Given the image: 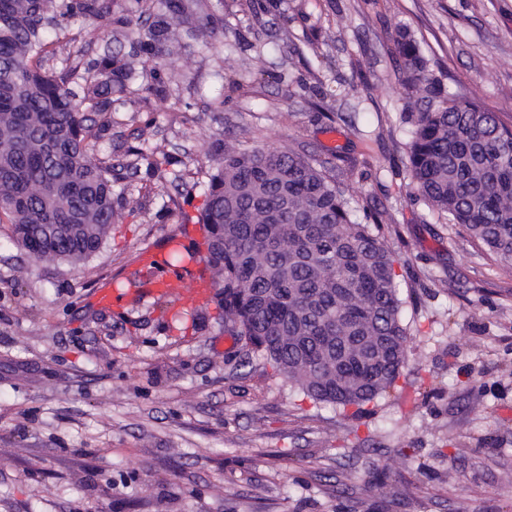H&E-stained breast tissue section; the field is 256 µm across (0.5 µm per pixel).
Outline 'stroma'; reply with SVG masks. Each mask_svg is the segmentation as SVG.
<instances>
[{
	"mask_svg": "<svg viewBox=\"0 0 512 512\" xmlns=\"http://www.w3.org/2000/svg\"><path fill=\"white\" fill-rule=\"evenodd\" d=\"M218 43L182 40L166 96L114 104L101 142L122 188L79 268L16 249L0 223V512H512V273L409 187L408 29L449 91L512 123V0H201ZM240 80L233 88L231 80ZM328 89L320 98L319 89ZM189 109L173 116L175 101ZM340 154L355 206L382 209L409 358L348 418L256 361L216 304L142 294L147 247L202 202L181 196L216 137ZM152 153V166L136 148ZM134 295L137 294L132 291L124 292L119 288H112V280H110L102 283L95 290L92 295V301L97 307L120 312Z\"/></svg>",
	"mask_w": 512,
	"mask_h": 512,
	"instance_id": "obj_1",
	"label": "stroma"
}]
</instances>
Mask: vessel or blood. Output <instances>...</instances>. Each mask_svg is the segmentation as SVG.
<instances>
[{
  "label": "vessel or blood",
  "instance_id": "b4317fda",
  "mask_svg": "<svg viewBox=\"0 0 512 512\" xmlns=\"http://www.w3.org/2000/svg\"><path fill=\"white\" fill-rule=\"evenodd\" d=\"M183 244L181 237L167 238L163 246H153L142 251L136 259V265L149 294L159 297L168 295L174 283L183 282L187 288L182 294V300L184 303L193 304L209 298L213 288L210 280L202 274V261L188 260L180 265L169 263V253L181 249ZM130 298V293L114 288L111 282L107 281L95 290L92 301L97 307L118 312L125 307Z\"/></svg>",
  "mask_w": 512,
  "mask_h": 512
}]
</instances>
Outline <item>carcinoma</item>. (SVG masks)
<instances>
[{
  "label": "carcinoma",
  "mask_w": 512,
  "mask_h": 512,
  "mask_svg": "<svg viewBox=\"0 0 512 512\" xmlns=\"http://www.w3.org/2000/svg\"><path fill=\"white\" fill-rule=\"evenodd\" d=\"M136 43L151 70L177 42L170 19L191 0H158ZM116 0H0V223L46 261L78 266L104 248L114 218L112 94L131 86L159 96V79L137 84L111 48ZM78 20L106 48L85 60L69 30ZM206 14L192 29L217 33ZM397 71L420 102L408 151L409 186L438 218L462 227L512 271V125L448 92L407 29ZM205 184L197 215L203 260L224 329L246 366L260 358L316 404L346 413L394 387L409 356L395 259L383 214L359 218L325 163L274 145L216 139L197 160Z\"/></svg>",
  "instance_id": "obj_1"
}]
</instances>
